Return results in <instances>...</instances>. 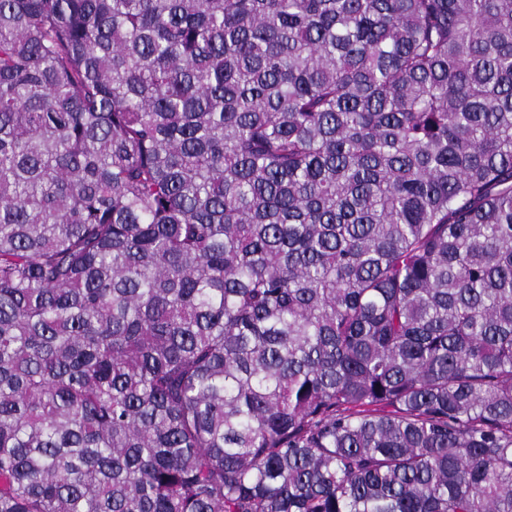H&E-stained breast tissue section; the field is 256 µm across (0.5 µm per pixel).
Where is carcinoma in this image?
Masks as SVG:
<instances>
[{
    "label": "carcinoma",
    "instance_id": "cac0c4a2",
    "mask_svg": "<svg viewBox=\"0 0 512 512\" xmlns=\"http://www.w3.org/2000/svg\"><path fill=\"white\" fill-rule=\"evenodd\" d=\"M0 512H512V0H0Z\"/></svg>",
    "mask_w": 512,
    "mask_h": 512
}]
</instances>
